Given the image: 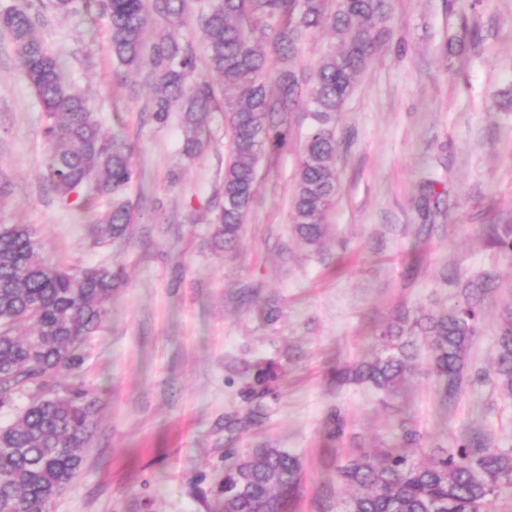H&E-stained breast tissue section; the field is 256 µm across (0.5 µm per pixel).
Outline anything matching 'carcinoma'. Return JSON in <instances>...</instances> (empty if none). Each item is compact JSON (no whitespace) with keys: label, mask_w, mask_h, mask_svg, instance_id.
<instances>
[{"label":"carcinoma","mask_w":512,"mask_h":512,"mask_svg":"<svg viewBox=\"0 0 512 512\" xmlns=\"http://www.w3.org/2000/svg\"><path fill=\"white\" fill-rule=\"evenodd\" d=\"M89 6L90 0H55L64 14ZM97 7L108 19L118 65L152 66V118L163 124L178 109L183 153L195 157L205 146L201 136L216 103L213 85L197 75L192 42L180 38L187 0H97ZM391 8V0H205L199 6L203 67L233 91L224 97L230 154L213 233L216 247L238 245L257 167L268 151L288 144L290 112H305L310 119L292 199L294 229L307 244L323 237L337 191L336 116L384 37ZM152 15L163 17L171 32L149 42L145 30ZM0 27L11 33L45 112L51 147L47 180L64 200L82 187L112 195L110 210L94 228L100 239L123 236L130 211L122 193L133 178L126 144L116 135L105 137L86 98L64 83L60 59L34 36L35 22L26 9L0 10ZM322 27L331 30L334 44L310 77L301 78L300 45ZM484 236L490 246L512 252V224H490ZM121 282L107 266L54 264L29 225L0 224V409L12 406L18 392H29V403L0 426V512H45L77 479L94 404L82 384L61 392L55 379L79 369L80 346L101 327L105 304ZM498 287L495 274L482 272L464 282L449 310L415 318L397 314L378 336L376 357L336 370V382L367 383L394 394L412 373L421 337L443 400H455L482 305ZM486 376L512 397V308L501 315ZM274 378L271 368L257 369L245 396L265 395ZM402 440L401 448H379L338 467L340 482L357 492L336 502V512H486L492 502L512 498L511 448H493L474 433L443 454L418 461L403 448L420 445L419 431L403 429ZM301 479L298 458L282 448L236 456L224 468V512H288Z\"/></svg>","instance_id":"1"}]
</instances>
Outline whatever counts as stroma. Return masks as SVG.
I'll return each mask as SVG.
<instances>
[{
  "instance_id": "stroma-1",
  "label": "stroma",
  "mask_w": 512,
  "mask_h": 512,
  "mask_svg": "<svg viewBox=\"0 0 512 512\" xmlns=\"http://www.w3.org/2000/svg\"><path fill=\"white\" fill-rule=\"evenodd\" d=\"M9 5L32 15L103 131L127 140L134 170L126 234L100 241L92 226L112 198L83 188L64 200L47 181L45 114L0 29V224L34 225L57 264H108L123 279L82 348L95 426L77 480L49 512H222L227 451L261 447L299 458L295 512H336L349 494L337 464L397 444L404 423L423 435L419 460L473 432L512 448V398L490 380L445 404L423 358L386 400L332 378L378 353L374 332L395 313L449 309L457 282L487 270L500 287L468 370L491 364L512 306V255L482 235L512 224V0H392L389 34L336 118L338 190L323 238L304 243L291 220L307 126L293 112L229 251L212 239L229 152L223 111L211 115L207 149L186 160L178 113L153 121L146 75L114 64L99 11L0 0ZM260 364L274 367L271 391L246 400ZM228 417L245 421L231 437Z\"/></svg>"
}]
</instances>
